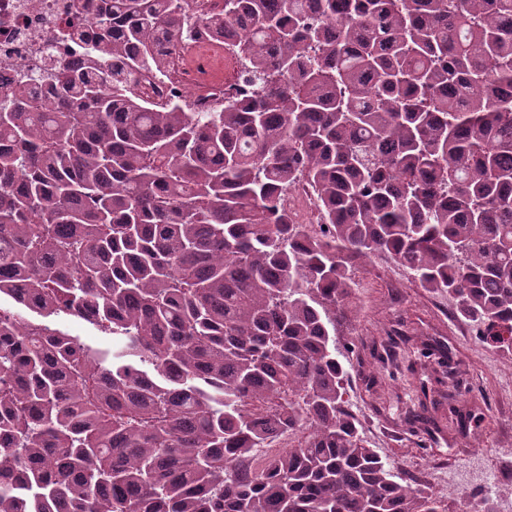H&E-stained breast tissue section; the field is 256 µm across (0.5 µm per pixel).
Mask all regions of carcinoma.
<instances>
[{
    "label": "carcinoma",
    "mask_w": 512,
    "mask_h": 512,
    "mask_svg": "<svg viewBox=\"0 0 512 512\" xmlns=\"http://www.w3.org/2000/svg\"><path fill=\"white\" fill-rule=\"evenodd\" d=\"M82 7L97 61L0 101V512H446L364 445L338 326L381 257L512 359V0ZM229 28L250 92L127 91ZM281 205L292 212L297 224H321L320 213L312 196L302 185L286 193L281 200Z\"/></svg>",
    "instance_id": "cac0c4a2"
}]
</instances>
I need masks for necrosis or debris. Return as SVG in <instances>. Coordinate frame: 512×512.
<instances>
[{"instance_id": "necrosis-or-debris-1", "label": "necrosis or debris", "mask_w": 512, "mask_h": 512, "mask_svg": "<svg viewBox=\"0 0 512 512\" xmlns=\"http://www.w3.org/2000/svg\"><path fill=\"white\" fill-rule=\"evenodd\" d=\"M83 0H0V97L30 75L47 73L67 61L95 59L91 39L70 41L75 27L89 28ZM234 37L200 35L187 42L166 68L139 74L132 93L163 105L182 98L198 112L208 110L240 91L239 84L225 81L223 66L239 65Z\"/></svg>"}]
</instances>
